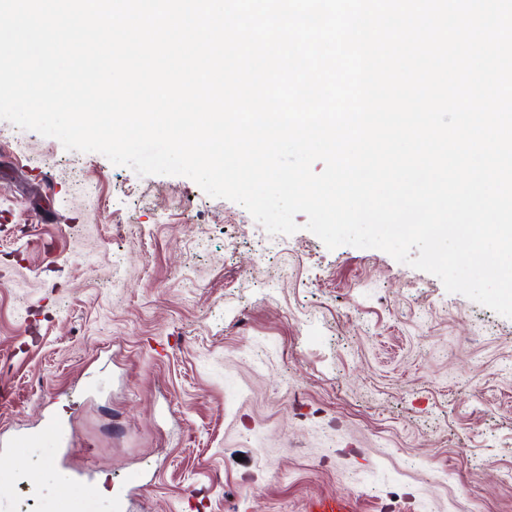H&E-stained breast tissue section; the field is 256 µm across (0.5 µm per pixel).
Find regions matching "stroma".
Here are the masks:
<instances>
[{
    "label": "stroma",
    "mask_w": 512,
    "mask_h": 512,
    "mask_svg": "<svg viewBox=\"0 0 512 512\" xmlns=\"http://www.w3.org/2000/svg\"><path fill=\"white\" fill-rule=\"evenodd\" d=\"M306 220L0 120L7 512H512V319ZM306 512H352L353 508L347 498L336 496H319L311 499Z\"/></svg>",
    "instance_id": "1"
}]
</instances>
